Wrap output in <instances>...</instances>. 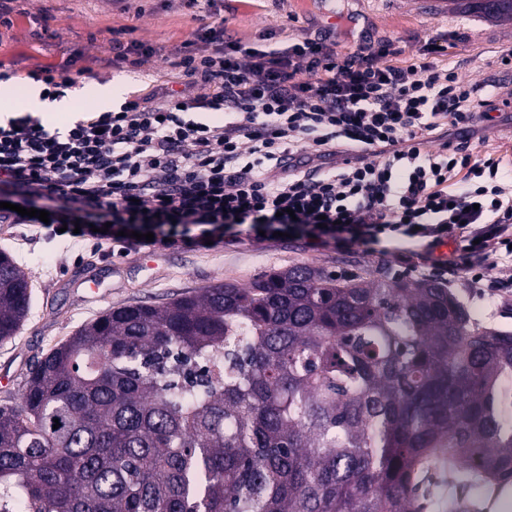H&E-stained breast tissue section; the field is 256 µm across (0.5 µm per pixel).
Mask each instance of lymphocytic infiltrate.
I'll use <instances>...</instances> for the list:
<instances>
[{
  "instance_id": "f902f5d3",
  "label": "lymphocytic infiltrate",
  "mask_w": 512,
  "mask_h": 512,
  "mask_svg": "<svg viewBox=\"0 0 512 512\" xmlns=\"http://www.w3.org/2000/svg\"><path fill=\"white\" fill-rule=\"evenodd\" d=\"M442 50L426 44L399 66L389 39L344 55L328 33L258 50L223 22L203 25L172 51L179 87L63 129L29 112L0 123V185L18 205L0 223L45 210L50 233L76 224L126 254L277 231L315 248L386 243L401 262L491 287L484 267L512 261V176L473 160L468 142L492 122L496 92L435 65ZM452 237L459 248L434 257Z\"/></svg>"
}]
</instances>
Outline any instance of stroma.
Masks as SVG:
<instances>
[{
	"instance_id": "stroma-1",
	"label": "stroma",
	"mask_w": 512,
	"mask_h": 512,
	"mask_svg": "<svg viewBox=\"0 0 512 512\" xmlns=\"http://www.w3.org/2000/svg\"><path fill=\"white\" fill-rule=\"evenodd\" d=\"M142 5L137 15L121 12L112 0H11L10 22L0 25V68L14 77L12 112L27 108L31 74L47 65L84 91L72 112L48 121L51 129L102 109L94 95L97 86L120 84L129 96L175 76L170 60L159 54L137 67L112 64L114 30L124 31L129 41L170 48L190 39L198 26L182 0H143ZM223 15L228 30L259 50L331 25L339 52H347L365 35L387 38L401 49L397 64L406 65L434 41L447 48L436 56L437 65L455 69L471 83L496 84L501 97L512 98V70L498 63L502 53L512 51V21L465 13L452 2L436 7L430 0H224ZM468 151L478 159H501L512 169V117L499 116L494 127L478 129ZM1 250L28 274L32 288L23 327L12 340L0 343V407L19 402L29 371L55 345L113 307L157 304L218 283L244 285L262 272L294 265L342 277L376 269L410 280L431 275L427 266L397 262L390 253L314 248L294 238L263 245L245 240L212 250L186 247L145 261L90 241L49 239L25 224L0 223ZM485 274L501 281L496 294L460 279L449 288L474 320L512 330V263L487 267ZM90 279L96 280L97 292L88 290Z\"/></svg>"
}]
</instances>
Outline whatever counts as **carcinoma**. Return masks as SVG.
Returning a JSON list of instances; mask_svg holds the SVG:
<instances>
[{"instance_id":"carcinoma-1","label":"carcinoma","mask_w":512,"mask_h":512,"mask_svg":"<svg viewBox=\"0 0 512 512\" xmlns=\"http://www.w3.org/2000/svg\"><path fill=\"white\" fill-rule=\"evenodd\" d=\"M30 288L1 251V343ZM445 462L512 482V330L428 278L293 266L111 308L0 408V512H423Z\"/></svg>"}]
</instances>
